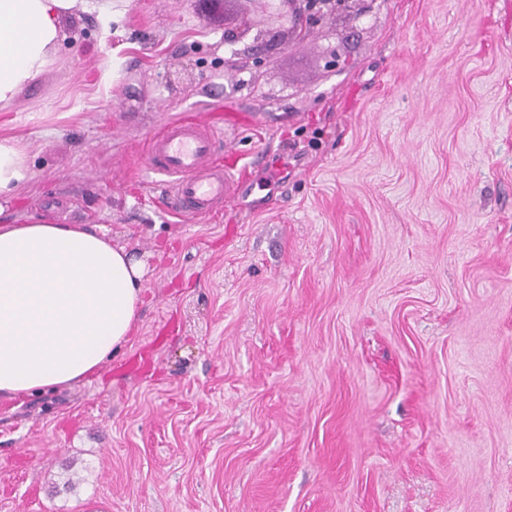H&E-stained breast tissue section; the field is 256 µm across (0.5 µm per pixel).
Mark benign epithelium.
Segmentation results:
<instances>
[{"label": "benign epithelium", "mask_w": 512, "mask_h": 512, "mask_svg": "<svg viewBox=\"0 0 512 512\" xmlns=\"http://www.w3.org/2000/svg\"><path fill=\"white\" fill-rule=\"evenodd\" d=\"M224 16V47L229 52L225 66L239 73L258 68L274 44L303 45L316 27L342 16L358 20L366 14L365 0H262L257 13L244 6Z\"/></svg>", "instance_id": "7a95c632"}]
</instances>
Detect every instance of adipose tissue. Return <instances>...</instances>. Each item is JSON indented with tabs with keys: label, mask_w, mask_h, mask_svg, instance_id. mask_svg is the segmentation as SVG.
<instances>
[{
	"label": "adipose tissue",
	"mask_w": 512,
	"mask_h": 512,
	"mask_svg": "<svg viewBox=\"0 0 512 512\" xmlns=\"http://www.w3.org/2000/svg\"><path fill=\"white\" fill-rule=\"evenodd\" d=\"M78 0H0V112L57 61ZM29 178L24 147L0 138V200ZM145 265L81 224H0V399L94 374L131 336Z\"/></svg>",
	"instance_id": "1"
}]
</instances>
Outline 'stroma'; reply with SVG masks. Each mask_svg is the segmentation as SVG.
<instances>
[{"label":"stroma","mask_w":512,"mask_h":512,"mask_svg":"<svg viewBox=\"0 0 512 512\" xmlns=\"http://www.w3.org/2000/svg\"><path fill=\"white\" fill-rule=\"evenodd\" d=\"M368 6L246 86L205 0L64 17L0 218L102 227L143 303L87 381L0 400V512H512V0ZM229 112L235 205L172 218L143 141Z\"/></svg>","instance_id":"35a3bbf8"}]
</instances>
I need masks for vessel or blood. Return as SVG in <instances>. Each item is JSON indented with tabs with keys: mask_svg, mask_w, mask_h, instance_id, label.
<instances>
[{
	"mask_svg": "<svg viewBox=\"0 0 512 512\" xmlns=\"http://www.w3.org/2000/svg\"><path fill=\"white\" fill-rule=\"evenodd\" d=\"M219 126L184 116L152 133L144 147L146 172L164 177L171 209L179 216L209 218L223 212L235 164L218 156Z\"/></svg>",
	"mask_w": 512,
	"mask_h": 512,
	"instance_id": "1",
	"label": "vessel or blood"
}]
</instances>
